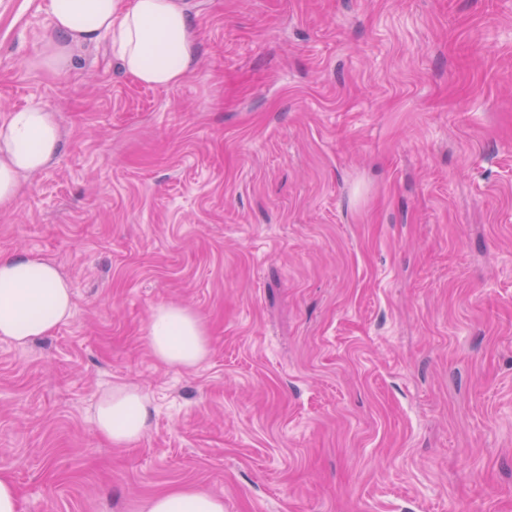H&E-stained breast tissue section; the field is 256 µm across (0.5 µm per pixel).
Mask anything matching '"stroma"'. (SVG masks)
Returning <instances> with one entry per match:
<instances>
[{"instance_id":"1","label":"stroma","mask_w":512,"mask_h":512,"mask_svg":"<svg viewBox=\"0 0 512 512\" xmlns=\"http://www.w3.org/2000/svg\"><path fill=\"white\" fill-rule=\"evenodd\" d=\"M193 73L107 43L34 66L43 0H0V119L53 112L56 160L0 210L70 318L0 339V471L21 512H512V0H187ZM199 313L184 369L152 312ZM152 418L94 430L113 384ZM148 343L155 358L169 366L193 367L209 353L203 319L175 304L157 307L148 329ZM151 410L146 397L127 384L113 385L98 401L94 413L97 434L124 447L139 440L149 426ZM143 512H224V499L192 485L170 488L147 499Z\"/></svg>"}]
</instances>
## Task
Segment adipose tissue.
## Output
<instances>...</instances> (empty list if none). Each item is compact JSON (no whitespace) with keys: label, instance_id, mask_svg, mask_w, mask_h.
Wrapping results in <instances>:
<instances>
[{"label":"adipose tissue","instance_id":"obj_1","mask_svg":"<svg viewBox=\"0 0 512 512\" xmlns=\"http://www.w3.org/2000/svg\"><path fill=\"white\" fill-rule=\"evenodd\" d=\"M52 33L40 66L61 74L73 47L108 41L122 68L140 84L170 88L193 70L194 24L184 0H45ZM62 131L54 114L39 106L8 112L0 122V210L11 207L26 177L57 157ZM72 312L68 282L51 262L25 252L0 258V338L17 344L45 335ZM155 358L192 367L209 353L199 314L175 304L157 307L148 329ZM150 405L135 387L118 384L98 401L97 434L124 447L149 426ZM143 512H224L222 497L192 485L147 499Z\"/></svg>","mask_w":512,"mask_h":512}]
</instances>
